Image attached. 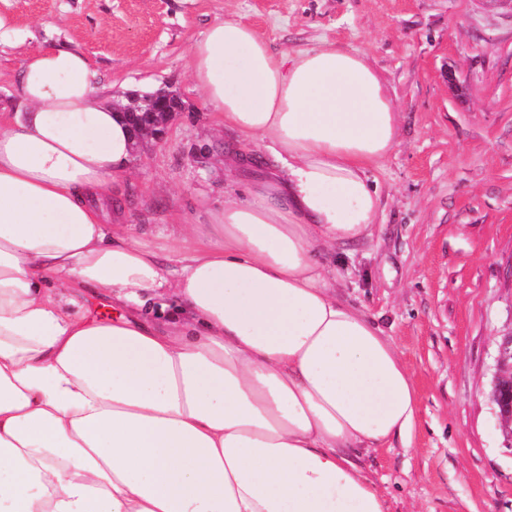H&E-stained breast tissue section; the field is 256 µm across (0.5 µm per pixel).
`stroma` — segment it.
<instances>
[{
  "label": "stroma",
  "instance_id": "1",
  "mask_svg": "<svg viewBox=\"0 0 512 512\" xmlns=\"http://www.w3.org/2000/svg\"><path fill=\"white\" fill-rule=\"evenodd\" d=\"M30 31L0 49V106L22 58L52 37L84 52L115 99L160 88L182 102L163 140L134 149L115 201L169 269L182 225L207 227L253 178L188 77L189 50L226 14L277 51L331 42L365 55L399 112L398 145L368 176L371 237L326 260L344 302L388 336L415 382L411 445L361 465L390 512H512V444L489 393L512 331V6L502 0H0Z\"/></svg>",
  "mask_w": 512,
  "mask_h": 512
}]
</instances>
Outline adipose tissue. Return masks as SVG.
Returning <instances> with one entry per match:
<instances>
[{"instance_id":"obj_1","label":"adipose tissue","mask_w":512,"mask_h":512,"mask_svg":"<svg viewBox=\"0 0 512 512\" xmlns=\"http://www.w3.org/2000/svg\"><path fill=\"white\" fill-rule=\"evenodd\" d=\"M188 75L257 173L170 272L112 209L133 139L80 50L23 58L0 113V512H388L358 463L411 441L413 377L323 256L373 233L398 144L379 72L213 22ZM105 295L110 318L92 315Z\"/></svg>"}]
</instances>
